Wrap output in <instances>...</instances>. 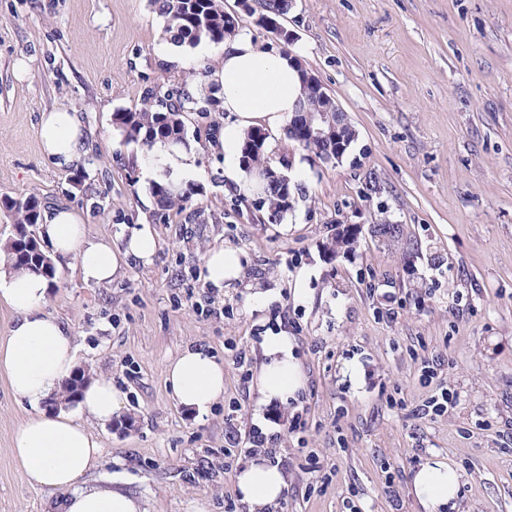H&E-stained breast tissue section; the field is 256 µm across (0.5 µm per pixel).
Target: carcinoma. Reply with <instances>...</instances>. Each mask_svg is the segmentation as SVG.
Listing matches in <instances>:
<instances>
[{
	"instance_id": "cac0c4a2",
	"label": "carcinoma",
	"mask_w": 512,
	"mask_h": 512,
	"mask_svg": "<svg viewBox=\"0 0 512 512\" xmlns=\"http://www.w3.org/2000/svg\"><path fill=\"white\" fill-rule=\"evenodd\" d=\"M254 7L249 15H258V23L268 25V21L286 13L292 0H252ZM156 10L166 20L165 32L172 34L182 45L192 47L203 39L219 44L224 38L239 28V16L224 11L223 0H152ZM221 100L218 90L212 88L199 97L184 92L174 94L159 86L144 88L140 108L134 111H121L112 114L113 129L125 145L136 144L149 147L158 140L187 145L188 128L186 114L195 112L200 118L219 111ZM334 100L324 96L312 84H303L302 109L315 112L332 107ZM303 149L310 152L320 162L332 161L336 153V140L328 139L321 143H306ZM266 137L253 130L244 137L241 147L242 164L247 174L254 177L256 186L252 189L260 205L266 207L268 219L280 221L294 208V196L290 185L280 183L274 176L261 177L257 171L268 166ZM156 214L166 215L174 208L182 207L192 195L188 187L175 189L165 180L152 186ZM5 212L14 217L13 228H21V233L11 234L6 244L8 266L17 270H34L37 262L34 249L41 248L34 231L39 223L41 212L38 202L32 198L24 201L4 198L0 202ZM359 234L358 225L347 224L334 234L329 243L330 250L337 254L351 250Z\"/></svg>"
}]
</instances>
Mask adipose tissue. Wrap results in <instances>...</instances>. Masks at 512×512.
<instances>
[{
  "label": "adipose tissue",
  "instance_id": "1",
  "mask_svg": "<svg viewBox=\"0 0 512 512\" xmlns=\"http://www.w3.org/2000/svg\"><path fill=\"white\" fill-rule=\"evenodd\" d=\"M210 78L221 88L229 117L221 144L224 178L240 187L246 175L237 155L244 135L255 127L280 132L302 95L301 79L294 56L259 48L244 29L225 37ZM40 138L43 153L58 163H78L85 155L76 113H43ZM40 234L55 255L75 260L84 282L96 285L111 282L128 260L150 262L157 248L153 235L137 228L121 253L107 243L87 241L83 224L62 207L47 213ZM49 294L44 276L0 268V299L15 314L0 340V371L13 394L32 408L13 435V458L31 486L58 492L57 512H148L142 497L122 488L120 477L99 486L82 484L102 453L90 426L111 423L122 408V395L109 380L96 378L83 384L75 401L64 400V387L76 374V345L71 328L46 313ZM263 355L256 380L260 403L287 401L305 383L289 337H267ZM165 381L180 406L202 416L224 396V364L188 347L168 363ZM235 484L252 512H263L277 503L287 480L278 466L257 455L238 469ZM458 487L457 471L440 458L423 465L413 479L426 512L449 505Z\"/></svg>",
  "mask_w": 512,
  "mask_h": 512
}]
</instances>
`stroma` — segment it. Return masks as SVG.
<instances>
[{"label":"stroma","mask_w":512,"mask_h":512,"mask_svg":"<svg viewBox=\"0 0 512 512\" xmlns=\"http://www.w3.org/2000/svg\"><path fill=\"white\" fill-rule=\"evenodd\" d=\"M241 23L300 58L357 134L335 165L267 137L271 166L296 186L276 223L225 185L204 132L188 133L198 175L182 210L156 215L153 179L129 171L141 149L121 143L113 112L138 109L148 85L205 89L150 0H0V196L70 208L89 240L117 250L136 227L158 241L151 263L105 285L55 266L48 313L72 329L85 375L124 397L112 425L92 428L103 453L85 485L117 474L149 512H227L244 459L232 438L257 427L288 460L272 512H424L413 479L437 456L462 476L452 512H512V0H292L278 19L289 45ZM54 109L82 121L84 181L42 153L40 117ZM341 221L365 229L336 255ZM385 222L404 243L368 233ZM223 243L241 271L219 292L223 314L206 316L194 306L209 289L203 257ZM281 332L306 388L260 407L236 354L258 369L263 337ZM188 346L224 363V399L201 418L165 384ZM443 389L447 411L422 414ZM27 414L0 376V512H54L58 498L9 452Z\"/></svg>","instance_id":"obj_1"}]
</instances>
